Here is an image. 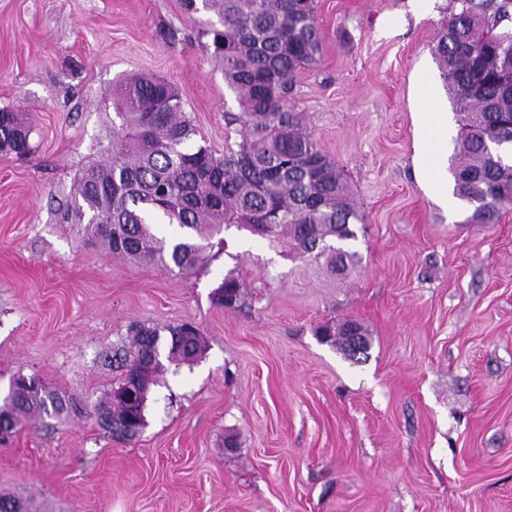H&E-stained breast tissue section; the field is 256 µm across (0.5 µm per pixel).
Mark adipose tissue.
I'll return each mask as SVG.
<instances>
[{"instance_id": "1", "label": "adipose tissue", "mask_w": 512, "mask_h": 512, "mask_svg": "<svg viewBox=\"0 0 512 512\" xmlns=\"http://www.w3.org/2000/svg\"><path fill=\"white\" fill-rule=\"evenodd\" d=\"M416 99L422 105V112L415 115V134L419 145L416 164L420 173L424 174L436 196L443 205H450L448 183L441 174L442 154L435 151L434 145L440 142L445 133L444 118L441 113L427 111L426 106L431 100V90L425 75H418L414 82Z\"/></svg>"}]
</instances>
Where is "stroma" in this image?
Wrapping results in <instances>:
<instances>
[{
	"label": "stroma",
	"instance_id": "stroma-1",
	"mask_svg": "<svg viewBox=\"0 0 512 512\" xmlns=\"http://www.w3.org/2000/svg\"><path fill=\"white\" fill-rule=\"evenodd\" d=\"M448 0H315L322 57L292 101L362 216L345 274L225 227L188 272L134 265L58 223L54 200L103 160L112 87L174 84L198 143L223 153L238 109L182 0H0V107L33 125L0 153V403L14 377L66 403L0 442V495L37 512H512V205L449 214L416 170L414 80L458 117L432 46ZM247 293L216 305L225 275ZM361 321L349 359L316 330ZM190 321L206 350L153 386L130 441L100 428L106 362L129 324Z\"/></svg>",
	"mask_w": 512,
	"mask_h": 512
}]
</instances>
